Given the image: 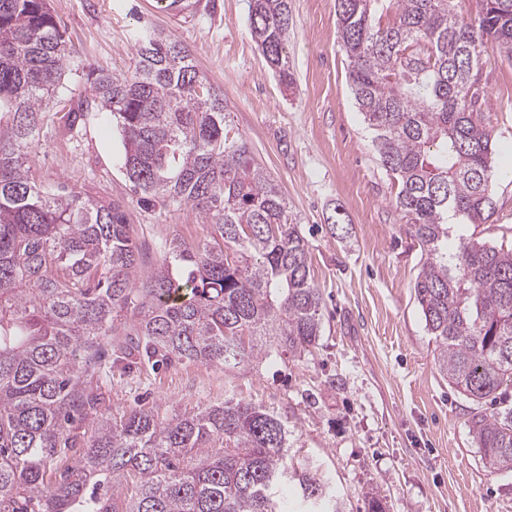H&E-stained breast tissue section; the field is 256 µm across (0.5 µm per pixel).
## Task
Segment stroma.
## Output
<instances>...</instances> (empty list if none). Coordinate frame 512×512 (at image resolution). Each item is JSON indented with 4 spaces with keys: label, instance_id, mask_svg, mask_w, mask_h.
Segmentation results:
<instances>
[{
    "label": "stroma",
    "instance_id": "1",
    "mask_svg": "<svg viewBox=\"0 0 512 512\" xmlns=\"http://www.w3.org/2000/svg\"><path fill=\"white\" fill-rule=\"evenodd\" d=\"M284 86L248 28L249 0H199L192 17L156 0H49L77 67L58 91L79 112L74 127L51 117L31 170L41 184L67 183L121 203L158 260L166 241L209 235L191 205L143 206L123 168L115 122L96 108L85 68L134 72L148 30L186 46L199 71L224 91L229 128L249 143L288 203L310 249L323 298L316 348L257 369L133 360L108 379L113 416L133 408L159 418L229 398L276 412L294 432L292 456L313 461L343 500V512H512V472L483 464L469 432L474 405L450 388L414 297L425 255L396 204L352 94L340 48L336 0H288ZM484 114L494 142V215L469 225L479 243L512 246V63L491 49L482 60Z\"/></svg>",
    "mask_w": 512,
    "mask_h": 512
}]
</instances>
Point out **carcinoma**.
<instances>
[{
    "label": "carcinoma",
    "mask_w": 512,
    "mask_h": 512,
    "mask_svg": "<svg viewBox=\"0 0 512 512\" xmlns=\"http://www.w3.org/2000/svg\"><path fill=\"white\" fill-rule=\"evenodd\" d=\"M378 2L336 0L351 90L426 254L413 290L439 371L478 406L469 431L484 464L512 472V247L451 242L494 214L480 68L490 44L512 60V0H481L475 22L461 0H395L384 26ZM249 21L291 85L288 0H250ZM138 56L130 75L88 74L121 128L128 180L143 201L188 203L210 225L202 242L172 238L147 271L119 205L31 178L71 55L48 0H0V512H288L291 482L298 512H342L314 462L289 453L288 421L263 407L116 418L91 385L107 344L118 362L230 373L300 356L321 333L308 243L248 142L226 131L223 91L163 32ZM88 417L89 435L74 427Z\"/></svg>",
    "instance_id": "carcinoma-1"
}]
</instances>
